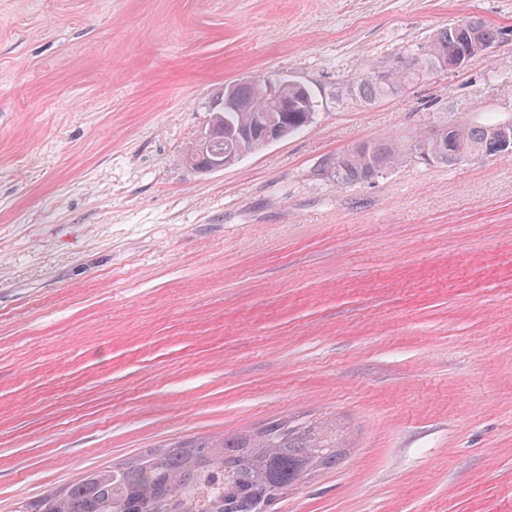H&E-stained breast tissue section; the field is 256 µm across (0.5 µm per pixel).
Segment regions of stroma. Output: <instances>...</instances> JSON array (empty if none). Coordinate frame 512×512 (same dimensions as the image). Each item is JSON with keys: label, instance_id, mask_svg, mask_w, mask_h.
<instances>
[{"label": "stroma", "instance_id": "obj_1", "mask_svg": "<svg viewBox=\"0 0 512 512\" xmlns=\"http://www.w3.org/2000/svg\"><path fill=\"white\" fill-rule=\"evenodd\" d=\"M503 37L376 102L448 23ZM311 125L218 171L227 83ZM512 116V0H0V512L88 468L280 417L350 448L276 512H512V157L320 164Z\"/></svg>", "mask_w": 512, "mask_h": 512}]
</instances>
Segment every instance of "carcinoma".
I'll return each instance as SVG.
<instances>
[{"label":"carcinoma","mask_w":512,"mask_h":512,"mask_svg":"<svg viewBox=\"0 0 512 512\" xmlns=\"http://www.w3.org/2000/svg\"><path fill=\"white\" fill-rule=\"evenodd\" d=\"M502 32L478 17L451 22L426 43L399 55L383 71H374L353 87L364 101L398 94L416 82L466 64L500 40ZM236 108H212L210 147L191 143L185 163L208 167L212 160L230 164L262 149L269 128L287 137L308 126L315 105L308 89L269 76L237 82ZM504 123H438L409 144L390 140L364 142L336 155L332 176L338 185L368 181L376 172L414 155L448 166L473 156L498 157L496 143ZM346 450L343 431L332 420L271 419L236 433L182 439L143 448L134 456L76 478L37 499H21L13 512H267L308 477L336 466Z\"/></svg>","instance_id":"obj_1"}]
</instances>
